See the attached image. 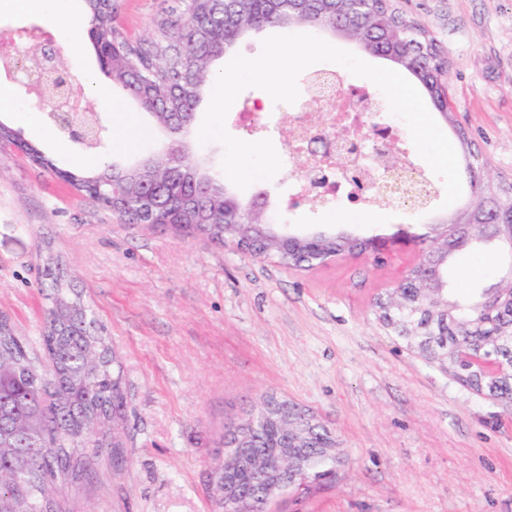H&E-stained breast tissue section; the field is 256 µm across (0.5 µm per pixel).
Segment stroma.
Wrapping results in <instances>:
<instances>
[{"label":"stroma","mask_w":512,"mask_h":512,"mask_svg":"<svg viewBox=\"0 0 512 512\" xmlns=\"http://www.w3.org/2000/svg\"><path fill=\"white\" fill-rule=\"evenodd\" d=\"M60 24L45 11L0 0V39L39 29L73 73L94 78L102 95L79 109L100 112L110 94L149 130L129 140L112 131L97 157L131 167L163 149L167 134L101 70L81 0ZM430 31L448 55L451 121L472 135L487 173L512 180V0H393ZM131 37L145 35L167 0H112ZM344 84L369 87L376 119L397 130L403 164L424 170L428 204L360 205L341 197H301L300 161L260 182L268 207L298 233L355 230L392 236L433 233L472 197L444 205L445 187L418 155L406 124L390 114L368 79L336 67ZM15 79L0 81V121L63 169L84 152ZM289 110L263 90H244L226 118L245 141L287 140ZM59 259L83 300L107 327L122 373L124 419L114 430L118 457L100 456L76 486L62 490L63 512H220L211 470L224 434L274 393L311 408L340 441L345 461L335 484L314 496L282 500L277 512H512V402L460 383L388 328L376 305L412 266L413 246L391 261L337 259L310 271L238 252L204 236L123 224L19 149L0 153V315L40 352L47 257ZM503 262L495 246L457 255L448 286L461 294L489 288Z\"/></svg>","instance_id":"35a3bbf8"}]
</instances>
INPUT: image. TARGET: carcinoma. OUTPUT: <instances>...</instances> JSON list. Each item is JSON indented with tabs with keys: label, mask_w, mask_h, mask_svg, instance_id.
I'll use <instances>...</instances> for the list:
<instances>
[{
	"label": "carcinoma",
	"mask_w": 512,
	"mask_h": 512,
	"mask_svg": "<svg viewBox=\"0 0 512 512\" xmlns=\"http://www.w3.org/2000/svg\"><path fill=\"white\" fill-rule=\"evenodd\" d=\"M87 35L102 70L122 89L144 98L147 111L170 135L168 151L153 164L112 186L113 167L94 173L59 168L34 145L24 144L31 162L72 184L97 205L118 207L130 224H183L188 236L204 232L220 244L236 241L224 224L242 201L215 174L174 181V166H195L183 154L194 112L214 82L213 63L252 31H328L358 43L415 78L444 118L452 112L446 76L448 57L438 41L391 0H171L154 18L150 32L131 39L114 19L112 0H83ZM512 223V183L485 185L448 224L443 238L421 239L424 264L411 268L387 299L377 300L382 317L419 351L465 375L462 383L512 396V375L491 378L459 364L466 350L504 365L512 361V286L486 288L459 298L447 288L455 253L473 249ZM282 237L302 245L257 244L252 253L273 256L283 266L308 271L333 254L356 255L380 240L335 233ZM48 301L40 344L50 369L0 316V512H56L58 483H77L91 460L88 449L112 447L114 418L122 414L120 367L105 326L86 310L73 279L47 259L42 283ZM306 445L301 493L309 495L336 481V439L321 421L293 425ZM254 448L268 458L290 445L288 428L259 422L249 432Z\"/></svg>",
	"instance_id": "carcinoma-1"
}]
</instances>
